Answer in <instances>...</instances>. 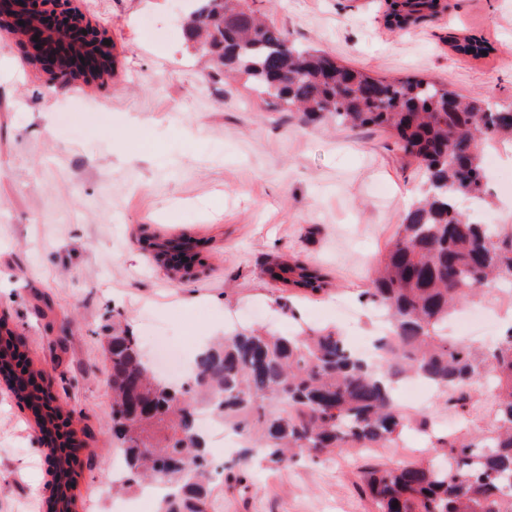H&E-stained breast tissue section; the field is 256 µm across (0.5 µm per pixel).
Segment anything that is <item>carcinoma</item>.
I'll return each mask as SVG.
<instances>
[{"instance_id": "carcinoma-1", "label": "carcinoma", "mask_w": 512, "mask_h": 512, "mask_svg": "<svg viewBox=\"0 0 512 512\" xmlns=\"http://www.w3.org/2000/svg\"><path fill=\"white\" fill-rule=\"evenodd\" d=\"M198 2L184 23L196 53L246 76L283 112L389 133L417 163L428 189L407 211L363 293L389 323L379 373L330 328L298 336L237 330L205 346L183 384L154 370L133 333L101 337L110 367L112 433L125 462L117 487L160 482L173 492L161 498L157 512H208L213 468L197 425L200 409L245 434L265 461L284 466L344 448L398 443L409 422L392 393L398 375L420 376L460 406L491 375L496 406L490 427L477 439L450 434L433 441L448 464L396 462L361 471L360 481L376 512H512V329L487 352L442 333L475 294L512 285V230L491 232L459 206L462 198L483 199L481 145L512 138V109L493 108L478 93L462 96L434 79H388L340 64L290 41L248 0ZM386 5L384 25L393 32L445 9L441 0ZM449 43L464 57L493 51L483 37L452 36ZM265 274L311 292L326 284L318 266L302 261L269 265ZM24 348L0 318V379L49 438L54 507L73 512L79 462L67 450L75 436L70 414L25 364Z\"/></svg>"}]
</instances>
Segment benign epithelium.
I'll return each instance as SVG.
<instances>
[{"instance_id": "obj_1", "label": "benign epithelium", "mask_w": 512, "mask_h": 512, "mask_svg": "<svg viewBox=\"0 0 512 512\" xmlns=\"http://www.w3.org/2000/svg\"><path fill=\"white\" fill-rule=\"evenodd\" d=\"M2 31L16 38L28 58L59 84L102 83L112 73L104 33L72 6V0H0Z\"/></svg>"}]
</instances>
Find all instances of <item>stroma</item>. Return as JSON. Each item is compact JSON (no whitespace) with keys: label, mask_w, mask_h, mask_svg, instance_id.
I'll list each match as a JSON object with an SVG mask.
<instances>
[{"label":"stroma","mask_w":512,"mask_h":512,"mask_svg":"<svg viewBox=\"0 0 512 512\" xmlns=\"http://www.w3.org/2000/svg\"><path fill=\"white\" fill-rule=\"evenodd\" d=\"M177 0H74L110 42L102 84L60 86L0 42V317L23 338L30 365L72 416L84 443L76 512H116L112 397L100 338L114 322L145 339L150 327L206 341L241 326L280 334L331 326L343 336L377 323L361 288L421 186L393 138L333 122L305 123L257 97L244 79L206 68L172 19ZM438 17L384 27V0H250L290 39L387 78L419 76L512 108V0H447ZM488 38L463 57L449 30ZM191 240L188 275L170 271L142 238ZM299 259L327 275L307 293L263 273ZM472 311L493 346L512 296L488 291ZM494 397L463 408L429 390L401 444L346 449L319 461L251 466L245 485L214 482L221 512H375L359 491L368 463L434 458L432 438L480 436ZM31 413L0 387V512H48V451Z\"/></svg>","instance_id":"1"}]
</instances>
